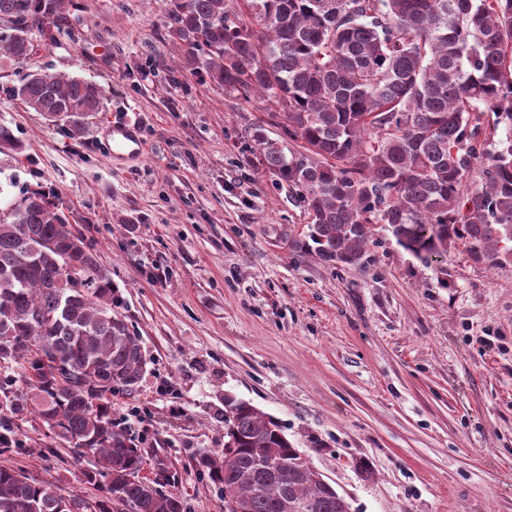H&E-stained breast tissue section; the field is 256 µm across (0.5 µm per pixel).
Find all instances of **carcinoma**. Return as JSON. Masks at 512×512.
<instances>
[{"instance_id": "carcinoma-1", "label": "carcinoma", "mask_w": 512, "mask_h": 512, "mask_svg": "<svg viewBox=\"0 0 512 512\" xmlns=\"http://www.w3.org/2000/svg\"><path fill=\"white\" fill-rule=\"evenodd\" d=\"M180 69L271 110L286 140L254 133L260 164L295 192L306 229L285 239L327 266H357L385 224L422 264L448 274L450 250L476 263L512 254V0H165ZM65 0H0V56L65 20ZM12 96L74 139L101 108L88 80L29 74ZM505 138L479 142L484 113ZM482 183L466 179L475 167ZM0 212V361L23 360L26 405L0 375V452L29 409L112 495L94 512H185L140 477L144 450L114 429L104 396L133 390L146 358L118 298L58 194L27 189ZM71 270H64V264ZM198 465L231 496L227 512H351L312 480L271 417L224 395V448ZM288 501V509L282 508ZM20 468L0 466V512H85Z\"/></svg>"}]
</instances>
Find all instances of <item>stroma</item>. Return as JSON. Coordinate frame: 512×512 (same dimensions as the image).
Segmentation results:
<instances>
[{"instance_id":"stroma-1","label":"stroma","mask_w":512,"mask_h":512,"mask_svg":"<svg viewBox=\"0 0 512 512\" xmlns=\"http://www.w3.org/2000/svg\"><path fill=\"white\" fill-rule=\"evenodd\" d=\"M21 60H0V195L57 190L118 287L146 372L113 391L112 420L146 448L141 474L185 512H224L197 465L224 446L225 394L275 417L353 512H512V258L452 251L438 279L380 226L367 260L328 266L284 243L307 216L258 164L262 105L187 76L164 0H71ZM101 86L70 138L11 95L28 73ZM147 152L112 158L113 123ZM0 464L93 501L70 452L33 414Z\"/></svg>"}]
</instances>
